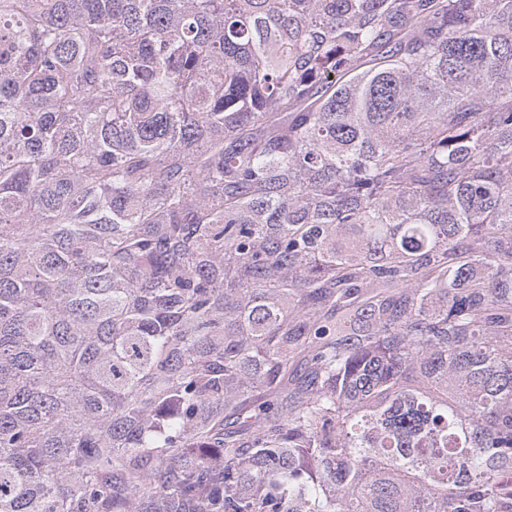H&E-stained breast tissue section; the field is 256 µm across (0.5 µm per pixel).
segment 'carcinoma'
I'll return each instance as SVG.
<instances>
[{"instance_id": "carcinoma-1", "label": "carcinoma", "mask_w": 512, "mask_h": 512, "mask_svg": "<svg viewBox=\"0 0 512 512\" xmlns=\"http://www.w3.org/2000/svg\"><path fill=\"white\" fill-rule=\"evenodd\" d=\"M0 512H512V0H0Z\"/></svg>"}]
</instances>
